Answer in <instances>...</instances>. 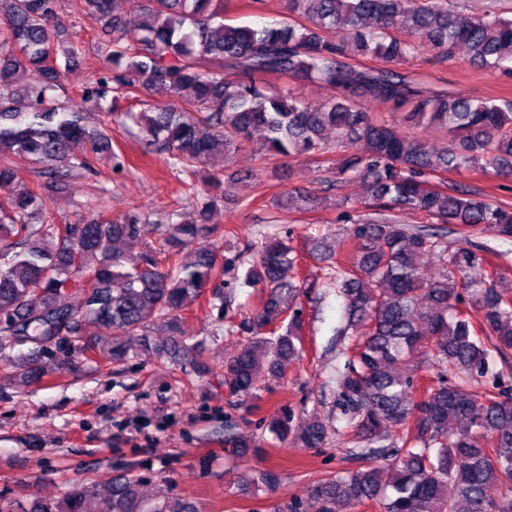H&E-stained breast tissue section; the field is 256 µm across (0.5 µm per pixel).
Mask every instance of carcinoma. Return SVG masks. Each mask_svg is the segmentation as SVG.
Here are the masks:
<instances>
[{
  "mask_svg": "<svg viewBox=\"0 0 512 512\" xmlns=\"http://www.w3.org/2000/svg\"><path fill=\"white\" fill-rule=\"evenodd\" d=\"M58 2L0 0V183L15 178L11 153L67 161L64 170L40 171L43 185L0 197V354L14 350L19 336L38 354L71 343L96 364L120 365L139 354L178 364L196 357L201 344L185 328L191 302L209 290L224 315L233 311L232 293L223 291V256L205 243L218 199L189 188L200 220L157 225L153 244L135 256L112 244L136 243L140 225L151 223L137 206L110 223L79 218L62 233L55 229L54 193L93 171L103 153L119 170L128 163L54 95L84 58L80 41L61 39ZM127 2L119 17L112 0H73L76 12L92 10L112 30L96 78L76 95L107 104L109 113L147 95L133 119L170 169L193 175L260 129L272 158H320L335 146L344 152L333 177L283 196L284 207L316 212L325 206L322 193L354 177L366 183L359 205L336 195L359 258L330 272L349 320L365 326L345 348L336 388L349 424L345 455L360 466L312 483L321 512L365 504L379 512H512V364L495 373L489 366L491 353L512 351V291L502 287L498 263L506 254L471 240L493 224L512 242V203L439 178L461 169L512 176V98L429 92L396 71L425 49L439 64L461 49L485 69L512 65V18L451 10L448 0H288L289 17L253 28L224 22L226 0ZM365 58L383 67L356 64ZM269 76L292 84L275 85ZM305 84L335 96L311 103L297 90ZM155 92L169 102H152ZM395 113L414 126L444 129L449 141L440 148L408 142ZM327 129L336 133L331 143ZM78 141L89 148L75 155ZM411 216L426 224L407 223ZM254 250L245 282L262 286L263 295L238 323L251 338L224 363V388L233 395L256 388L261 359L281 375L300 357L299 259L286 237L267 238ZM421 254L437 259V278L420 275ZM75 294L82 295L77 307L66 303ZM424 344L437 372L425 384L415 362ZM488 376L491 386L472 390L471 382ZM270 429L305 448L328 444L316 417L296 422L290 415ZM0 512L198 510L185 498L147 499L139 478L122 474L75 483L59 499L0 503Z\"/></svg>",
  "mask_w": 512,
  "mask_h": 512,
  "instance_id": "cac0c4a2",
  "label": "carcinoma"
}]
</instances>
